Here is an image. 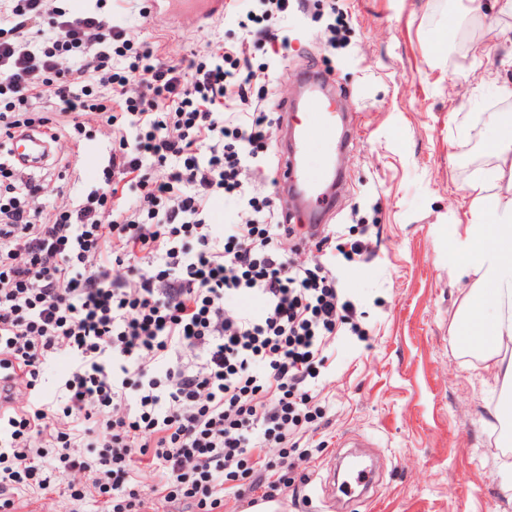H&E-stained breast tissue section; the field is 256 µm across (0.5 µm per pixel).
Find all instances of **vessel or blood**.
<instances>
[{"instance_id": "vessel-or-blood-1", "label": "vessel or blood", "mask_w": 512, "mask_h": 512, "mask_svg": "<svg viewBox=\"0 0 512 512\" xmlns=\"http://www.w3.org/2000/svg\"><path fill=\"white\" fill-rule=\"evenodd\" d=\"M182 22L205 20L224 10V0H186ZM300 91L278 103L282 114L277 141L278 187L283 214L313 227L324 223L335 205V187L341 178L336 155L352 142L357 118L350 94L337 88L327 74L302 69L296 76ZM41 145L34 131L23 130L11 138V156L22 168Z\"/></svg>"}]
</instances>
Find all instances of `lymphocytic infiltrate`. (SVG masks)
Returning <instances> with one entry per match:
<instances>
[{
  "label": "lymphocytic infiltrate",
  "instance_id": "1",
  "mask_svg": "<svg viewBox=\"0 0 512 512\" xmlns=\"http://www.w3.org/2000/svg\"><path fill=\"white\" fill-rule=\"evenodd\" d=\"M244 2L226 0L224 14L247 18L246 39L225 43L212 67L150 65L135 82L106 71L110 49L132 44L130 31L90 11L73 16L49 0H24L6 18L15 31L48 20L53 37L81 50L67 60L0 41V91L30 101L52 95L69 115L84 109L81 79L95 76L111 84L112 101L134 131L128 147L112 157L133 205L106 211L101 197L90 195L50 223L43 218V185L27 179L18 189L31 207L0 208V251L10 261L0 273V340L11 354L0 368L13 381L48 351L71 353V409L104 402L112 408L102 439L112 450L110 479L119 493L131 479L133 455L150 452L162 462V482L200 471L207 498L239 476L249 477V491L276 489L246 467V453L296 439L310 381L336 337L368 334L336 267H310L300 256L331 244L346 261L370 262L369 225L345 241L282 223L270 196L247 193L251 176L270 167L280 121L261 108L270 96L269 67L253 64L246 46L286 58L284 20L314 12L330 18L321 42L343 49L352 18L337 0H255L248 12ZM48 73L56 75L55 85H47ZM187 109L200 121V138L187 139L174 119ZM187 154L193 164H182ZM152 160L167 164L166 175L148 172ZM218 193L232 212L216 230L207 205ZM142 210L148 222L139 220ZM168 224L196 225L195 243L165 245ZM91 226L162 262L167 282L158 284L136 260L117 271L89 258ZM67 246L85 254L82 268L64 258ZM173 353L178 363H170ZM163 364L171 389L161 397L147 375ZM146 407L152 416L141 427L132 415Z\"/></svg>",
  "mask_w": 512,
  "mask_h": 512
}]
</instances>
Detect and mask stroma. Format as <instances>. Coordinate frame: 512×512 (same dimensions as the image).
<instances>
[{
	"mask_svg": "<svg viewBox=\"0 0 512 512\" xmlns=\"http://www.w3.org/2000/svg\"><path fill=\"white\" fill-rule=\"evenodd\" d=\"M468 13L448 0H346L352 14L351 41L331 50L318 38L321 20L288 21L291 47L285 61H271L275 111L293 74L311 67L333 75L352 92L360 121L346 150L345 186L330 224L351 227V211L379 227L376 257L367 264L340 261L342 284L365 313L367 341L339 337L319 369L303 419L298 447L263 449L250 457L280 464L294 461L288 490L276 496L279 512H344L325 480L343 443L367 442L379 481L354 512H512V489L501 487L500 471L512 447L499 445L502 406L512 418V386L467 351L458 330L463 295L450 241L454 227L470 221L468 186L477 169H491L495 133L489 113L512 115V96L496 94L492 83L512 86V16L499 14L494 0H481ZM73 15L92 10L128 27L130 49L115 64L128 77L141 71L143 44L162 63L212 64L210 48L239 38L237 19H216L183 29L156 13L153 0H56ZM15 123L58 134L68 149L30 178L64 186L71 200L90 192L110 193V157L118 137L101 122L60 116L51 97L40 103L0 94V145ZM72 363L66 352L48 354L31 385H17L12 408L46 410L50 429L23 439L41 453L53 472L50 486L19 470L10 453H0V475L9 488L0 512H241L232 492L215 510L192 496L194 476L173 483L175 498L154 492L160 461L135 456L124 495L113 494L108 449L91 448L87 435L99 432L107 407L89 415H67L65 382ZM89 466L83 483L68 486L58 474L63 453Z\"/></svg>",
	"mask_w": 512,
	"mask_h": 512,
	"instance_id": "35a3bbf8",
	"label": "stroma"
}]
</instances>
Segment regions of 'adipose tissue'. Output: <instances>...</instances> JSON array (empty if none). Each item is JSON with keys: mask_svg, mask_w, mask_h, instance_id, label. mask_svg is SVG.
Segmentation results:
<instances>
[{"mask_svg": "<svg viewBox=\"0 0 512 512\" xmlns=\"http://www.w3.org/2000/svg\"><path fill=\"white\" fill-rule=\"evenodd\" d=\"M495 148L498 164L470 183L471 221L456 225L452 246L458 278L473 280L464 299L465 346L511 384L512 358L499 352L504 341L512 342V135L500 137ZM495 182L499 191L488 194Z\"/></svg>", "mask_w": 512, "mask_h": 512, "instance_id": "1", "label": "adipose tissue"}]
</instances>
